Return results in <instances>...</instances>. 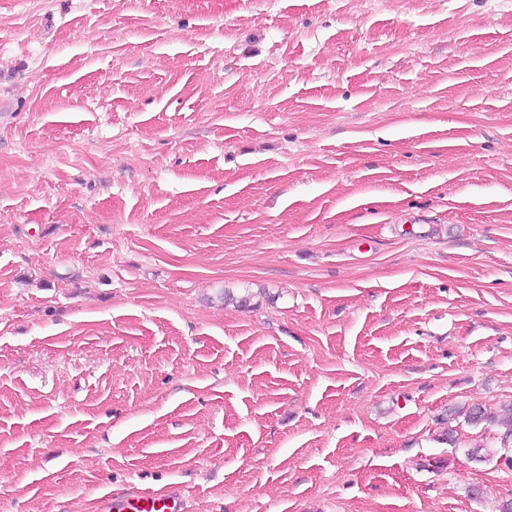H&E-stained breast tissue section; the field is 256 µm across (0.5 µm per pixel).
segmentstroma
Instances as JSON below:
<instances>
[{
	"label": "stroma",
	"instance_id": "stroma-1",
	"mask_svg": "<svg viewBox=\"0 0 512 512\" xmlns=\"http://www.w3.org/2000/svg\"><path fill=\"white\" fill-rule=\"evenodd\" d=\"M510 401L512 0H0V512H497ZM504 416L501 419H495L494 417L488 416L484 410L480 407H472L468 410L466 418L468 423L481 424L483 422L496 423L502 429L501 434L502 448L506 450L509 448V444H512V403L504 407ZM180 495L148 497L131 493L122 498L103 496L100 500L101 512H183Z\"/></svg>",
	"mask_w": 512,
	"mask_h": 512
}]
</instances>
